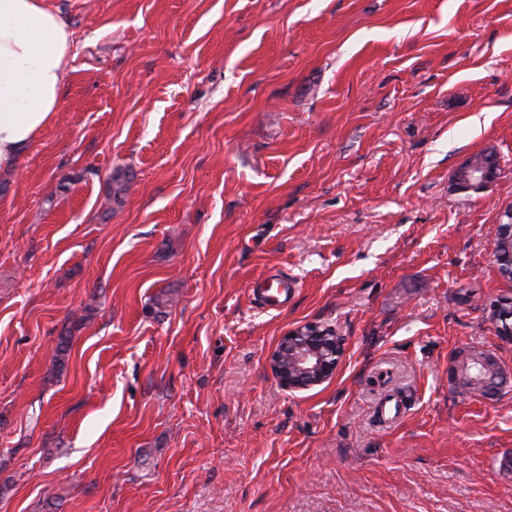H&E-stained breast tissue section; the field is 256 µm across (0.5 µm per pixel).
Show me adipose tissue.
<instances>
[{"label": "adipose tissue", "instance_id": "obj_1", "mask_svg": "<svg viewBox=\"0 0 512 512\" xmlns=\"http://www.w3.org/2000/svg\"><path fill=\"white\" fill-rule=\"evenodd\" d=\"M68 27L47 0H0V169L21 166L60 107Z\"/></svg>", "mask_w": 512, "mask_h": 512}]
</instances>
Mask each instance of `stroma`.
I'll list each match as a JSON object with an SVG mask.
<instances>
[{"instance_id": "obj_1", "label": "stroma", "mask_w": 512, "mask_h": 512, "mask_svg": "<svg viewBox=\"0 0 512 512\" xmlns=\"http://www.w3.org/2000/svg\"><path fill=\"white\" fill-rule=\"evenodd\" d=\"M50 4L60 108L0 170V512H512V382L451 378L512 374V0ZM309 324L344 354L285 389ZM495 168L496 162L491 156L487 162L479 160L469 163L465 168L458 172L457 178L468 185L482 188L490 183ZM343 345L340 336L308 325L280 340L271 367L281 386L289 390L317 385L335 372Z\"/></svg>"}]
</instances>
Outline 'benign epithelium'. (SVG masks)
I'll use <instances>...</instances> for the list:
<instances>
[{
  "label": "benign epithelium",
  "mask_w": 512,
  "mask_h": 512,
  "mask_svg": "<svg viewBox=\"0 0 512 512\" xmlns=\"http://www.w3.org/2000/svg\"><path fill=\"white\" fill-rule=\"evenodd\" d=\"M495 159L469 163L458 172V179L479 188L490 183ZM343 355L342 338L308 325L283 337L271 358V367L281 386L293 390L317 385L336 370Z\"/></svg>",
  "instance_id": "1"
}]
</instances>
